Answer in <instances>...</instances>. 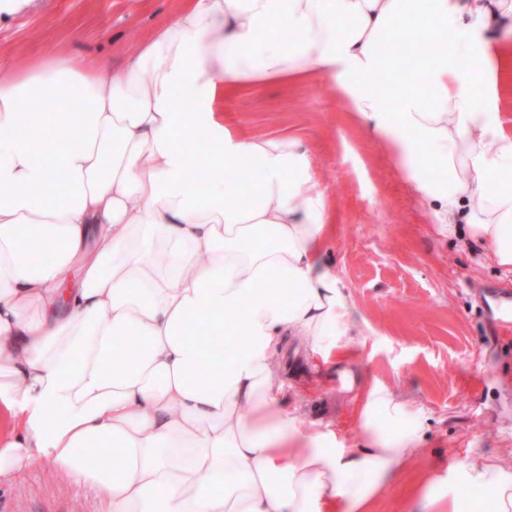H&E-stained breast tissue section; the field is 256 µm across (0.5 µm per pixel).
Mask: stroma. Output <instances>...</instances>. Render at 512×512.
<instances>
[{
  "label": "stroma",
  "instance_id": "obj_1",
  "mask_svg": "<svg viewBox=\"0 0 512 512\" xmlns=\"http://www.w3.org/2000/svg\"><path fill=\"white\" fill-rule=\"evenodd\" d=\"M181 0H53L49 10L0 23V62L21 68L54 51L106 64L137 50ZM222 110L252 134L298 133L336 211L324 257L361 318L356 358L315 366L304 342L285 344L287 408L308 435L331 431L346 448L363 445L359 417L375 385L425 416V458L390 481L375 512H420L410 486L425 487L449 464L496 456L512 464V334L498 326L512 299V272L482 247L439 233L383 149L347 123L340 95L319 81L247 89ZM0 512H98L93 491L35 461L0 485Z\"/></svg>",
  "mask_w": 512,
  "mask_h": 512
}]
</instances>
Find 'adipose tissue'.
Returning <instances> with one entry per match:
<instances>
[{"mask_svg":"<svg viewBox=\"0 0 512 512\" xmlns=\"http://www.w3.org/2000/svg\"><path fill=\"white\" fill-rule=\"evenodd\" d=\"M429 37L441 51L411 57ZM310 79L439 231L512 269V0H182L117 64L0 73V483L39 460L100 512H374L423 456L421 410L386 387L361 403L359 448L327 451L283 407L288 337L350 358L352 302L323 258L336 218L301 141L234 130L219 106ZM472 490L512 512V465L449 469L421 510Z\"/></svg>","mask_w":512,"mask_h":512,"instance_id":"adipose-tissue-1","label":"adipose tissue"}]
</instances>
